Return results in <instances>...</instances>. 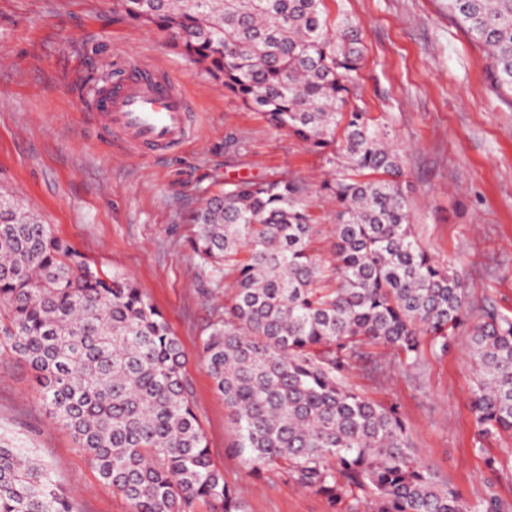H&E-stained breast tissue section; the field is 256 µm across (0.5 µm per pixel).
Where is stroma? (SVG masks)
Instances as JSON below:
<instances>
[{
  "label": "stroma",
  "instance_id": "1",
  "mask_svg": "<svg viewBox=\"0 0 512 512\" xmlns=\"http://www.w3.org/2000/svg\"><path fill=\"white\" fill-rule=\"evenodd\" d=\"M330 21L363 32L358 102L387 122L403 149L412 225L420 245L464 272L473 301L512 316V96L487 79L488 60L448 15L447 0H325ZM0 193L13 194L105 275L133 281L161 310L187 355L193 406L217 467L248 512H326L322 498L274 472L255 475L228 450L224 402L200 358L214 306L186 243L184 216L224 185L285 173L307 189L331 257L336 205L320 189L321 158L271 127L263 113L211 82L165 38L131 21L119 0H0ZM147 64L193 107L184 145L133 157L97 132L91 99L114 63ZM391 364L351 381L396 405L415 448L461 497L495 485L512 501V472L491 475L476 451L468 400L467 334L448 355L426 353L418 377ZM0 432L42 459L78 512H131L100 481L69 431L48 411L35 372L0 354Z\"/></svg>",
  "mask_w": 512,
  "mask_h": 512
}]
</instances>
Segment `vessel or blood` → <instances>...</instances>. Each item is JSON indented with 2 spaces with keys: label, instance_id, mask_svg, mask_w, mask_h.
Segmentation results:
<instances>
[{
  "label": "vessel or blood",
  "instance_id": "obj_1",
  "mask_svg": "<svg viewBox=\"0 0 512 512\" xmlns=\"http://www.w3.org/2000/svg\"><path fill=\"white\" fill-rule=\"evenodd\" d=\"M100 127L133 155L165 151L191 137L189 100L152 67L130 63L112 72L93 96Z\"/></svg>",
  "mask_w": 512,
  "mask_h": 512
}]
</instances>
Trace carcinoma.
I'll list each match as a JSON object with an SVG mask.
<instances>
[{
	"label": "carcinoma",
	"mask_w": 512,
	"mask_h": 512,
	"mask_svg": "<svg viewBox=\"0 0 512 512\" xmlns=\"http://www.w3.org/2000/svg\"><path fill=\"white\" fill-rule=\"evenodd\" d=\"M243 104L323 157L334 259L311 249L305 189L280 176L227 183L188 221L200 273L224 289L201 357L233 425L231 452L320 496L327 512H512L494 488L464 501L420 459L398 407L349 382L390 349L407 374L424 347L469 335L478 441L512 437V317L467 304L457 269L410 224L393 131L351 101L358 27L324 0H120ZM512 95V0H448ZM0 350L38 373L53 417L132 512H246L193 410L186 354L131 281L107 277L19 200L0 194ZM0 512H76L48 466L0 435Z\"/></svg>",
	"instance_id": "cac0c4a2"
}]
</instances>
